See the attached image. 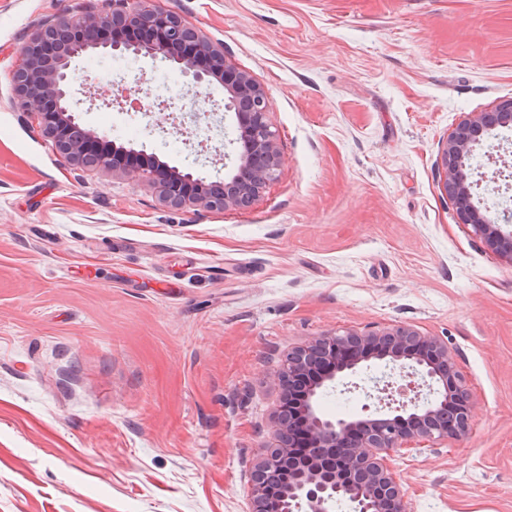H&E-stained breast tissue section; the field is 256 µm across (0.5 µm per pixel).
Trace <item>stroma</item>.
Listing matches in <instances>:
<instances>
[{
	"label": "stroma",
	"instance_id": "35a3bbf8",
	"mask_svg": "<svg viewBox=\"0 0 512 512\" xmlns=\"http://www.w3.org/2000/svg\"><path fill=\"white\" fill-rule=\"evenodd\" d=\"M180 16L268 92L283 166L245 210L162 205L130 177L62 163L13 100L34 28L111 0H0V512H248L288 351L398 325L448 347L466 436L390 466L408 512H512V261L439 190L442 142L512 98V0H144ZM171 77L169 111L112 128L91 64ZM87 128L219 181L233 153L221 84L107 50L73 58ZM212 111L182 109L183 96ZM475 203L512 165L474 148ZM372 363L320 409L348 418Z\"/></svg>",
	"mask_w": 512,
	"mask_h": 512
}]
</instances>
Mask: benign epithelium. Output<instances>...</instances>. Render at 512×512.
Wrapping results in <instances>:
<instances>
[{
	"label": "benign epithelium",
	"instance_id": "1",
	"mask_svg": "<svg viewBox=\"0 0 512 512\" xmlns=\"http://www.w3.org/2000/svg\"><path fill=\"white\" fill-rule=\"evenodd\" d=\"M135 26L146 39L111 37L112 31ZM109 48L179 65L197 82L224 84V110L233 114L240 149L234 173L222 183H208L183 174L166 163L149 165L133 149L117 147L80 126L68 104L71 61L81 52ZM12 84L23 111L42 128L55 153L69 164L126 174L154 189L167 206L186 204L211 210L244 207L255 201L282 166L277 138L268 122L266 89L248 73L230 64L224 48L201 35L178 15L143 6L135 0H114L112 10L85 12L37 28L31 35L24 62L12 71ZM496 127L512 128V99L491 110L468 114L442 144L436 159L442 177L440 190L457 206L464 224L512 261V230L490 220L472 203L467 160L475 137ZM378 360L399 369L420 370L442 385L440 398L414 406L395 404L392 383L378 389L376 399L391 409L375 415L332 419L319 410L320 396L360 364ZM320 375L302 397L273 415L272 443L265 447L250 473V512H331L339 500L354 512H407L403 485L389 465L393 453L423 440L461 438L469 430L473 404L448 347L434 336H422L407 326L381 333L325 334L292 350L272 376L285 391L316 367ZM308 434L304 457L293 458L294 422ZM288 472V485L266 489L268 473Z\"/></svg>",
	"mask_w": 512,
	"mask_h": 512
}]
</instances>
